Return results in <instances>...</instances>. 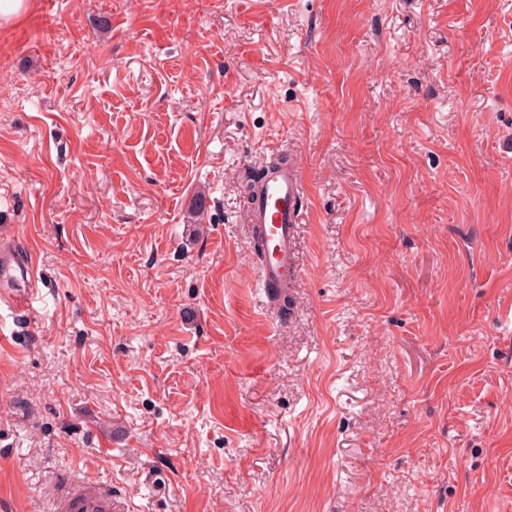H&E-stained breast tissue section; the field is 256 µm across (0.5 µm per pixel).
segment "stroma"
Instances as JSON below:
<instances>
[{"label": "stroma", "mask_w": 512, "mask_h": 512, "mask_svg": "<svg viewBox=\"0 0 512 512\" xmlns=\"http://www.w3.org/2000/svg\"><path fill=\"white\" fill-rule=\"evenodd\" d=\"M308 185L259 286L246 184ZM0 512H512V0H27L0 25ZM20 283V289L2 295V300L13 310L29 309L39 293L38 265L31 251L13 253L0 251V278ZM118 503L101 491L98 483L84 480L60 495L55 500L52 512H116L120 510Z\"/></svg>", "instance_id": "1"}]
</instances>
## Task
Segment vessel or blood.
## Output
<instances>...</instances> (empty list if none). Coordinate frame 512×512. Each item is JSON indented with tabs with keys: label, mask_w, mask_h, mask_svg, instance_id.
<instances>
[{
	"label": "vessel or blood",
	"mask_w": 512,
	"mask_h": 512,
	"mask_svg": "<svg viewBox=\"0 0 512 512\" xmlns=\"http://www.w3.org/2000/svg\"><path fill=\"white\" fill-rule=\"evenodd\" d=\"M307 188L298 166L267 168L263 199L247 213V222L263 234L269 255L261 271L265 288L296 282L300 274L297 228L301 222L302 201ZM0 278L19 282V289L9 292L5 302L13 310L30 308L39 293L38 265L32 252L0 251ZM110 495L98 483L84 480L60 495L52 512H117Z\"/></svg>",
	"instance_id": "b4317fda"
}]
</instances>
